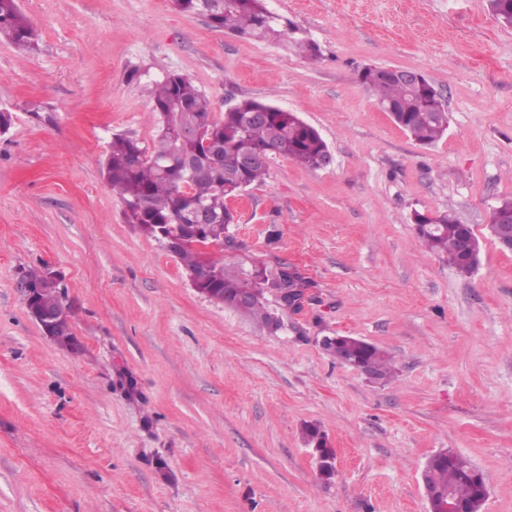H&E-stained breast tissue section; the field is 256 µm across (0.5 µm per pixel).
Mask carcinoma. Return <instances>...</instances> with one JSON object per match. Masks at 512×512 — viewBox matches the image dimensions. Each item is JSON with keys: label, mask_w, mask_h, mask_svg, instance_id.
I'll use <instances>...</instances> for the list:
<instances>
[{"label": "carcinoma", "mask_w": 512, "mask_h": 512, "mask_svg": "<svg viewBox=\"0 0 512 512\" xmlns=\"http://www.w3.org/2000/svg\"><path fill=\"white\" fill-rule=\"evenodd\" d=\"M494 15L505 26L512 27V0H489ZM210 26L260 42L296 45L299 52L314 56V43L294 37L288 19L268 10L264 0H224V8L207 17ZM13 45L17 52L30 54L37 50L35 31L21 11L18 0H0V40ZM358 78L377 97L380 105L392 104L398 109L402 129L416 141L431 145L448 129V108L442 99L427 92L412 91L399 82L378 76L376 67L366 66ZM257 108L267 109L262 120L252 118ZM153 112L158 133L152 147H144L124 134H115L108 142L102 172L117 190L124 204L127 223L140 234L160 245L166 244L162 233L181 241L177 258L188 272L204 262L195 247L197 214L203 210L212 223L200 228L210 240L230 239V226L236 217L227 201L239 186L262 183L269 164L247 169L237 167V158L245 152H262L267 159L283 156L310 169L318 168L317 159L326 142L313 126L297 113L277 106L244 99L236 107L217 118L209 98L189 78L169 74L156 84ZM179 128L200 131L221 143L222 154L210 155L200 141L184 140L175 135ZM461 222L452 209L435 214V223L419 229L418 238L427 251L455 256L459 250ZM211 278L205 285L206 297L230 309L240 294L254 300L240 314L258 320L268 331L276 332L281 322L273 312L269 299L288 304V292L298 293L305 280L290 275L282 265L270 271L262 262H224L222 257L209 259ZM342 357L339 362L353 366L366 364L376 380L386 383L394 376L393 359L386 350L354 336L339 340ZM304 443L324 447L327 434L316 424L302 429ZM427 486L438 493H450L461 502L477 498L481 474L463 457L431 460L426 469Z\"/></svg>", "instance_id": "1"}]
</instances>
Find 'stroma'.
Here are the masks:
<instances>
[{"label":"stroma","instance_id":"35a3bbf8","mask_svg":"<svg viewBox=\"0 0 512 512\" xmlns=\"http://www.w3.org/2000/svg\"><path fill=\"white\" fill-rule=\"evenodd\" d=\"M38 36L0 41V512H428L422 469L452 450L483 476L481 512H512V251L488 229L512 197V28L488 0H266L319 47L213 29L171 0H19ZM420 70L446 134L425 146L357 79ZM298 113L333 162L277 156L232 201L236 249L300 267L306 300L269 333L187 282L134 231L102 174L107 144L157 134L153 81ZM453 208L481 244L459 275L420 245L413 211ZM47 264L67 295L70 349L16 287ZM356 336L396 374L367 381L322 347ZM336 454L318 476L302 429Z\"/></svg>","mask_w":512,"mask_h":512}]
</instances>
